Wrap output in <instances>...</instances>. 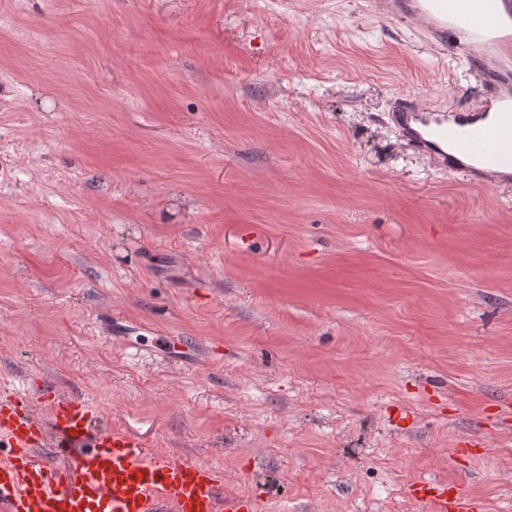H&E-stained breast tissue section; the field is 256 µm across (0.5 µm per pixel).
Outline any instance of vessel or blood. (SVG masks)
<instances>
[{"label":"vessel or blood","mask_w":512,"mask_h":512,"mask_svg":"<svg viewBox=\"0 0 512 512\" xmlns=\"http://www.w3.org/2000/svg\"><path fill=\"white\" fill-rule=\"evenodd\" d=\"M400 12L482 70L483 105L437 107L415 94L395 99L401 139L470 180L512 176V0H396ZM54 449L58 462L39 454ZM430 512H478L456 483L414 480ZM224 491V473L158 451L134 433L98 424L90 406L50 398L45 414L22 395L0 393V512H250Z\"/></svg>","instance_id":"obj_1"}]
</instances>
